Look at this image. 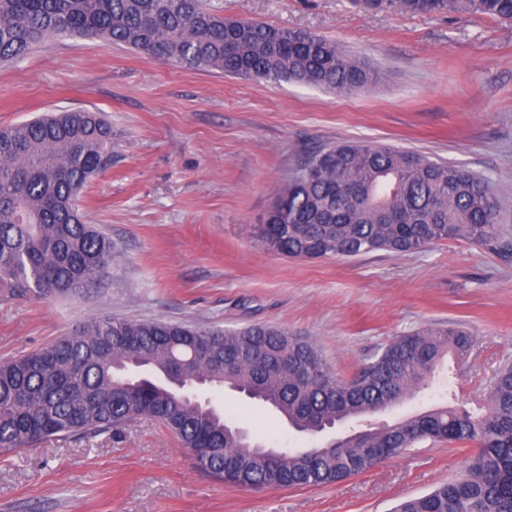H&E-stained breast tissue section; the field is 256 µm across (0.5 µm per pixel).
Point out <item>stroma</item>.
<instances>
[{"label":"stroma","instance_id":"1","mask_svg":"<svg viewBox=\"0 0 512 512\" xmlns=\"http://www.w3.org/2000/svg\"><path fill=\"white\" fill-rule=\"evenodd\" d=\"M227 17L305 30L368 61L370 90L336 93L198 71L102 40L54 38L0 65V126L86 109L112 126L109 166L81 194L112 242L101 285L44 302L0 291V360L94 315L300 333L341 378L420 327L467 328L470 355L348 435L439 406L476 408L512 362V259L463 240L405 254L288 258L260 222L310 155L344 141L415 150L488 180L512 235V22L479 14L363 11L355 0H208ZM225 418L279 448L314 446L270 408L210 392ZM474 444L427 441L346 480L244 489L199 469L143 417L122 432L0 455V512H391L464 472Z\"/></svg>","mask_w":512,"mask_h":512}]
</instances>
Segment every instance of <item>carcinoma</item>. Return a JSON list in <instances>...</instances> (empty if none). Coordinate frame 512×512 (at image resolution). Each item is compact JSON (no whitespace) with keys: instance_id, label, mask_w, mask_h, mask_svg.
Segmentation results:
<instances>
[{"instance_id":"obj_1","label":"carcinoma","mask_w":512,"mask_h":512,"mask_svg":"<svg viewBox=\"0 0 512 512\" xmlns=\"http://www.w3.org/2000/svg\"><path fill=\"white\" fill-rule=\"evenodd\" d=\"M364 9L480 13L512 21V0H357ZM104 40L193 70L338 92L368 90L379 73L308 31L226 18L205 0H0V64L55 36ZM112 127L97 112L64 111L0 127V288L51 300L100 284L112 242L84 221L80 194L101 174ZM263 247L291 258L410 253L442 240L512 256L489 182L418 152L357 142L313 154L276 197ZM462 328L425 327L391 342L349 379L331 373L307 337L271 325L190 328L94 316L67 335L0 360V449L55 436L103 434L149 416L203 469L244 488H308L369 471L426 441L475 443L466 473L403 500L396 512H512V363L477 411L441 406L376 431L269 457L229 428L210 402L182 401L165 383L201 380L262 402L312 438L392 409L452 354Z\"/></svg>"}]
</instances>
